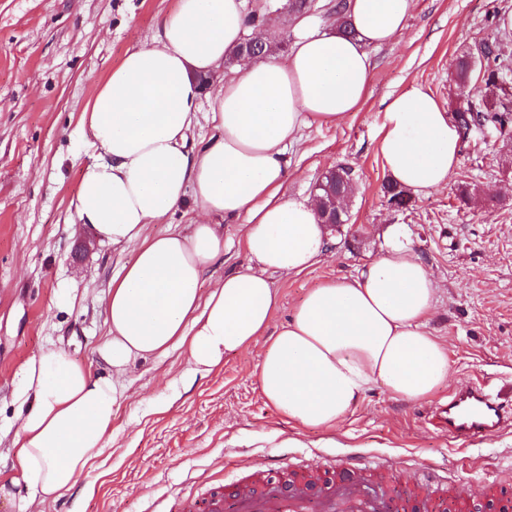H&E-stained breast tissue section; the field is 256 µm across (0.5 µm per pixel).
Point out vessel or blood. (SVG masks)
Here are the masks:
<instances>
[{"mask_svg": "<svg viewBox=\"0 0 512 512\" xmlns=\"http://www.w3.org/2000/svg\"><path fill=\"white\" fill-rule=\"evenodd\" d=\"M432 423L446 427L453 439L473 443L499 431L505 418L495 396L478 384L451 393ZM399 471L395 461H378L363 452L350 454L330 472L289 469L281 481L270 480L262 464L230 492L217 489L181 500L175 512H473L478 497L488 500L492 512H512V494L498 483L484 484L475 494L441 480L430 467L422 482L406 490Z\"/></svg>", "mask_w": 512, "mask_h": 512, "instance_id": "obj_1", "label": "vessel or blood"}]
</instances>
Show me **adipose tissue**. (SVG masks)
<instances>
[{"label":"adipose tissue","instance_id":"ef3b65f1","mask_svg":"<svg viewBox=\"0 0 512 512\" xmlns=\"http://www.w3.org/2000/svg\"><path fill=\"white\" fill-rule=\"evenodd\" d=\"M415 0H346L355 37L321 32L315 16L295 20L290 55L239 59L211 104L201 75L217 69L248 34L247 0H176L149 43L128 50L81 114L99 151L72 200L79 225L133 246L104 299L107 373L68 352L42 348L21 371L25 405L9 454L24 486L18 512L65 496L78 468L104 451L130 365L185 350L191 373L266 331L257 381L281 416L332 428L366 390L382 383L397 398H427L450 373L448 350L427 330L438 285L418 253L391 247L351 276L309 288L287 322L271 274H299L331 251L313 202L285 196L289 146L311 124L357 111L373 76L369 47L403 32ZM207 119L202 146L191 130ZM461 143L446 110L421 86L389 96L379 154L392 180L415 192L447 186ZM193 202L203 215L189 232L146 228ZM244 219L250 269L201 285L224 255L219 219Z\"/></svg>","mask_w":512,"mask_h":512}]
</instances>
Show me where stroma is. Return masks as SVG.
<instances>
[{"label": "stroma", "instance_id": "35a3bbf8", "mask_svg": "<svg viewBox=\"0 0 512 512\" xmlns=\"http://www.w3.org/2000/svg\"><path fill=\"white\" fill-rule=\"evenodd\" d=\"M174 6L0 0V474L11 473L25 363L53 345L89 364L106 338L101 299L131 252L70 228L81 170L97 155L80 116L125 52L148 43ZM495 6L512 11V0H416L402 34L370 49L371 93L360 109L342 124L303 130L288 150L286 195L312 197L322 172L340 165L352 167L356 192L348 223L330 235L332 256L299 275L271 277L278 327L316 283L354 274L393 243L412 246L440 285L427 328L448 349L447 384L405 401L378 383L336 427L305 429L259 389L265 339L225 356L202 378H189L179 349L141 359L127 372L106 453L77 474L72 496L42 512H166L174 500L235 483L245 464L285 459L329 469L351 446L394 459L407 482L423 464L475 488L512 481V422L473 444L430 423L436 404L474 383L512 405V133L496 124L472 128L447 187L413 194L404 211L387 201L390 176L378 152L389 95L418 85L447 112L467 107L452 71L458 57L491 36L486 16ZM247 7L261 16L259 31L273 34L276 56H287L293 13L281 0H248ZM471 184L480 195L462 201ZM64 288L71 292L66 303ZM289 435L303 447H283Z\"/></svg>", "mask_w": 512, "mask_h": 512}]
</instances>
